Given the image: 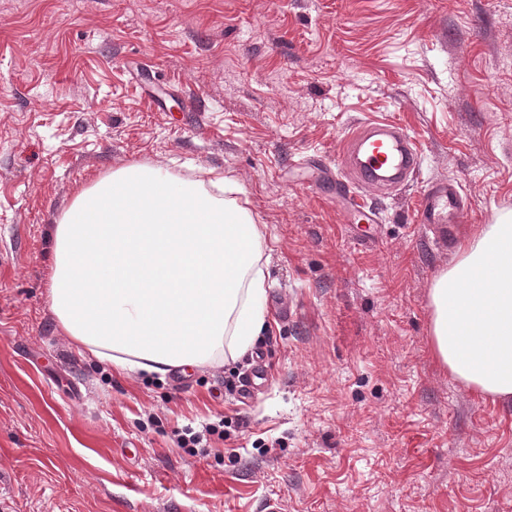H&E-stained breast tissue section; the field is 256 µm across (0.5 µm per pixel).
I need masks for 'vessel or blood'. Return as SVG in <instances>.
Instances as JSON below:
<instances>
[{
  "mask_svg": "<svg viewBox=\"0 0 512 512\" xmlns=\"http://www.w3.org/2000/svg\"><path fill=\"white\" fill-rule=\"evenodd\" d=\"M420 164V155L399 122L365 124L336 158L340 198L347 202L356 220L374 223L375 212L361 204V197L382 196L407 184ZM464 208L460 185L441 181L424 192L414 221L425 225L434 240L441 243L453 237Z\"/></svg>",
  "mask_w": 512,
  "mask_h": 512,
  "instance_id": "obj_1",
  "label": "vessel or blood"
}]
</instances>
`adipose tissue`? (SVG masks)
I'll use <instances>...</instances> for the list:
<instances>
[{"label": "adipose tissue", "mask_w": 512, "mask_h": 512, "mask_svg": "<svg viewBox=\"0 0 512 512\" xmlns=\"http://www.w3.org/2000/svg\"><path fill=\"white\" fill-rule=\"evenodd\" d=\"M223 175L134 163L81 190L57 222L49 299L62 330L120 373L199 367L270 327L265 239ZM429 290L431 345L465 387L512 400V218L458 248Z\"/></svg>", "instance_id": "adipose-tissue-1"}]
</instances>
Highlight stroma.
<instances>
[{
	"mask_svg": "<svg viewBox=\"0 0 512 512\" xmlns=\"http://www.w3.org/2000/svg\"><path fill=\"white\" fill-rule=\"evenodd\" d=\"M384 119L421 170L357 224L327 161ZM136 162L224 173L260 224L255 354L124 376L60 331L57 222ZM439 180L458 240L512 217V0H0V512H512V402L430 342ZM464 208L460 185L441 181L432 184L423 193L414 223L425 224L435 241L445 242L454 236V224L460 223ZM203 430L195 431L192 427H186L183 430L182 435L179 437V444L181 448H187L189 453L193 452L192 448H197L198 445L203 441L204 432L210 436L217 435L218 438L223 437L224 435V420L219 419L218 421H213L206 423L205 426H202ZM203 432V433H202Z\"/></svg>",
	"mask_w": 512,
	"mask_h": 512,
	"instance_id": "1",
	"label": "stroma"
}]
</instances>
